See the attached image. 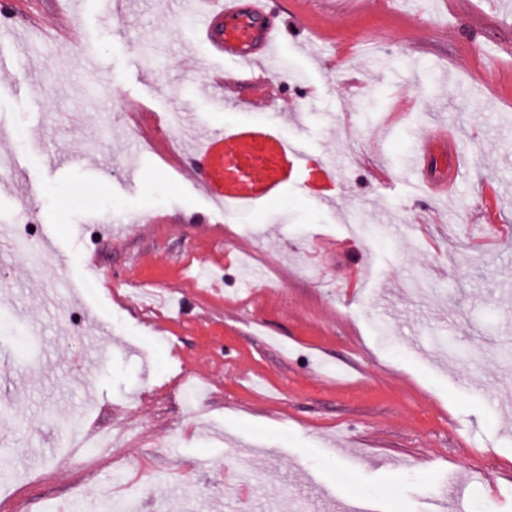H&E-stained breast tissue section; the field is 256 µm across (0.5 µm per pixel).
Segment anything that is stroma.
<instances>
[{
  "instance_id": "35a3bbf8",
  "label": "stroma",
  "mask_w": 512,
  "mask_h": 512,
  "mask_svg": "<svg viewBox=\"0 0 512 512\" xmlns=\"http://www.w3.org/2000/svg\"><path fill=\"white\" fill-rule=\"evenodd\" d=\"M72 2V46L0 26V228L26 222L33 242L52 233L65 255L29 275L34 253L0 247V337L43 336L11 350L0 377V512H19L23 482L50 505L82 485L118 503L137 493V512H234L245 448L263 470L251 512H321L329 485L386 512H434L461 485L474 512L488 501L512 512V418L491 404L512 398V0H338L332 13L271 0L323 34L312 43L292 27L279 40L274 112L249 106L246 85L204 91L208 71L239 64L209 55L176 0ZM141 100L202 133L277 123L335 159L341 192L329 205L291 187L225 222L130 137L123 110ZM438 121L467 160L448 196L429 200L418 181L446 177L454 149L440 145L421 172L406 159ZM491 194L496 229L480 221ZM130 213L144 223H125ZM90 256L103 282L68 297ZM47 295L109 350L91 373L70 364L78 345ZM84 422L123 440V473L107 448L78 469Z\"/></svg>"
}]
</instances>
